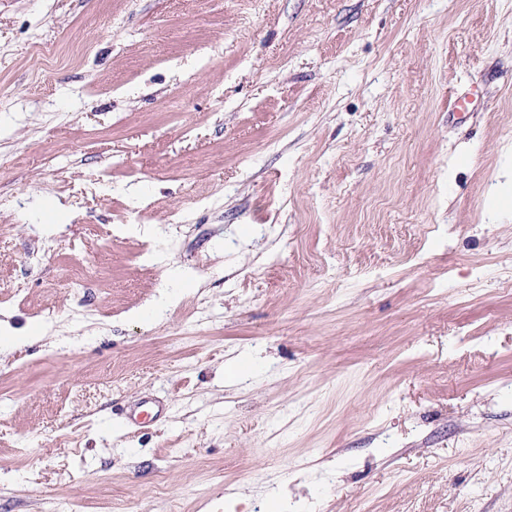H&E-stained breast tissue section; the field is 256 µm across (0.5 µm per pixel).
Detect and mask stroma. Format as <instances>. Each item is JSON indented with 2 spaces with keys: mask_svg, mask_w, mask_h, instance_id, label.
Returning a JSON list of instances; mask_svg holds the SVG:
<instances>
[{
  "mask_svg": "<svg viewBox=\"0 0 512 512\" xmlns=\"http://www.w3.org/2000/svg\"><path fill=\"white\" fill-rule=\"evenodd\" d=\"M511 168L512 0H0V512H512Z\"/></svg>",
  "mask_w": 512,
  "mask_h": 512,
  "instance_id": "stroma-1",
  "label": "stroma"
}]
</instances>
